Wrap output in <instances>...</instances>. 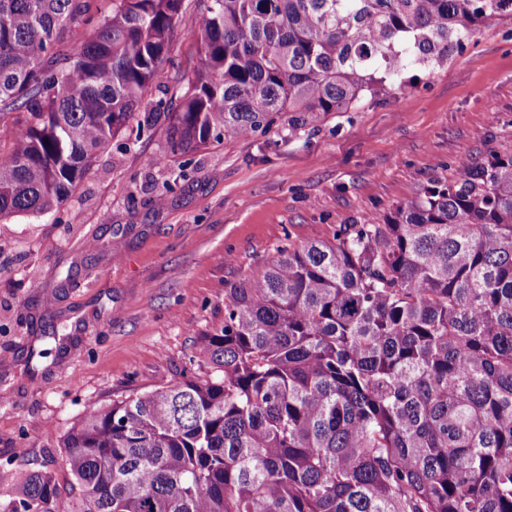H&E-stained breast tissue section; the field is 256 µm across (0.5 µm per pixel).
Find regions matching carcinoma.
<instances>
[{
	"label": "carcinoma",
	"instance_id": "carcinoma-1",
	"mask_svg": "<svg viewBox=\"0 0 512 512\" xmlns=\"http://www.w3.org/2000/svg\"><path fill=\"white\" fill-rule=\"evenodd\" d=\"M183 0H0V222L66 201L136 123L167 154L349 112L439 69L512 0H200L180 105L144 102ZM144 107L141 118L135 109ZM28 114L25 131L7 121ZM204 378L96 404L71 512H512V154L229 288ZM31 471L0 512H60Z\"/></svg>",
	"mask_w": 512,
	"mask_h": 512
}]
</instances>
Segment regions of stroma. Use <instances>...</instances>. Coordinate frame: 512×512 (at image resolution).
I'll list each match as a JSON object with an SVG mask.
<instances>
[{"instance_id":"1","label":"stroma","mask_w":512,"mask_h":512,"mask_svg":"<svg viewBox=\"0 0 512 512\" xmlns=\"http://www.w3.org/2000/svg\"><path fill=\"white\" fill-rule=\"evenodd\" d=\"M199 0H183L170 61L147 100L178 101L199 60ZM165 127L98 150L60 208L0 222V503L52 474L65 433L95 403L206 369L199 339L224 320L226 288L279 247L329 241L382 218L433 178L512 152V19L483 27L444 68L351 112L279 121L167 157ZM67 339L46 344L45 330Z\"/></svg>"}]
</instances>
